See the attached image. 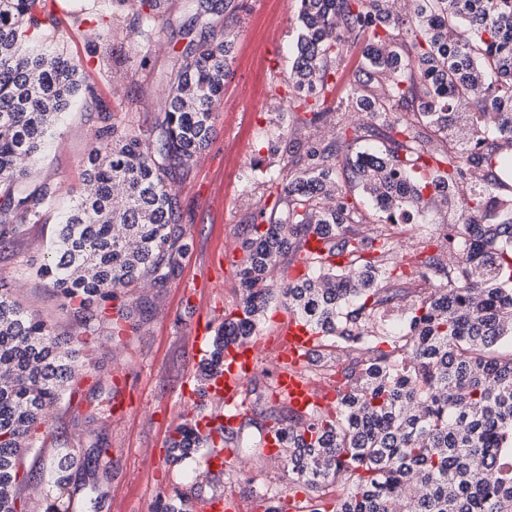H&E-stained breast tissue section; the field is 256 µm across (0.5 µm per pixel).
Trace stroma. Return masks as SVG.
<instances>
[{"mask_svg": "<svg viewBox=\"0 0 512 512\" xmlns=\"http://www.w3.org/2000/svg\"><path fill=\"white\" fill-rule=\"evenodd\" d=\"M50 9L58 17L53 45L79 62L84 84L32 173L57 184L66 199L81 186L82 160L100 110L117 106L142 129L154 126L166 101L156 75L171 69L173 57L189 56L185 31L196 16L211 23L215 40L226 38L235 44L224 85V99L235 109L219 112L208 147L181 171L174 185L181 225L190 242L181 270L165 287L144 291L145 309L137 331L118 340H100L90 372L115 389L105 423L87 429L83 417L89 402L74 404L53 421L42 449L48 457L59 448L74 449L79 456L94 443L106 448L107 475L92 481L82 462L72 471L74 481L104 494L103 512H153L158 498L170 494L173 484L188 489L195 483L196 459L178 468L170 466L167 439L174 426L193 419L195 413L216 410L211 401L196 409L186 403L185 386L197 384L202 361L193 325L201 320L218 327L240 303V243L253 216L270 199L269 142L282 129L302 141L327 134L328 129L322 123L302 125L287 110L295 95L288 77L299 33V0H166L147 40L136 32L133 0L121 7L111 0H54ZM115 24L126 35L117 59L128 72L118 85L92 42L93 34H110ZM63 211V206H56L45 223L30 225L23 237L0 241V281L18 288L19 298L58 333L73 334L79 323L60 308L48 284L32 273L42 263ZM219 259L223 273L218 281L208 282ZM215 486L237 499L238 512H264L259 492L267 487L287 489L288 471L281 458L257 466L245 454L230 477L216 480Z\"/></svg>", "mask_w": 512, "mask_h": 512, "instance_id": "obj_1", "label": "stroma"}]
</instances>
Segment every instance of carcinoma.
Listing matches in <instances>:
<instances>
[{"instance_id":"1","label":"carcinoma","mask_w":512,"mask_h":512,"mask_svg":"<svg viewBox=\"0 0 512 512\" xmlns=\"http://www.w3.org/2000/svg\"><path fill=\"white\" fill-rule=\"evenodd\" d=\"M164 2L140 0V36ZM298 19L293 108L312 123L332 116L336 136L272 170L279 196L241 242L242 315L219 327L201 378L277 300L321 332L310 364L341 366L330 409L255 397L253 456L274 439L306 512H512V350H501L512 344V0H410L403 12L389 0H300ZM55 27L43 0H0V240L58 202L56 185L30 171L82 89L74 60L45 47ZM232 48L200 33L149 134L99 112L82 172L94 191L72 200L35 269L84 335L55 332L0 285V512H100L73 486L71 448L46 467L51 491L35 510L20 492L31 480L24 457L72 404L101 330L138 329L133 295L179 273L190 243L170 183L211 141ZM355 111L369 122L350 138ZM366 137L382 147L350 156ZM439 201L457 218L431 252L418 225L420 284L407 287L393 278L404 258L378 224H410ZM312 235L320 246H309ZM290 255L305 276L270 284ZM87 398L84 420L96 424L112 391L96 383ZM201 450L217 452L195 424L168 439L174 464ZM201 499L176 490L155 512H194ZM263 502L287 512L281 491Z\"/></svg>"}]
</instances>
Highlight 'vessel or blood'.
<instances>
[{"mask_svg":"<svg viewBox=\"0 0 512 512\" xmlns=\"http://www.w3.org/2000/svg\"><path fill=\"white\" fill-rule=\"evenodd\" d=\"M315 335L293 317H286L275 331L273 340L256 339L230 345L224 355V369L211 377L205 389L206 397L238 408L242 389L257 363L261 350H271L278 370L276 385L289 405L303 411L316 403L318 396L309 379L289 373L288 368L308 360L315 350Z\"/></svg>","mask_w":512,"mask_h":512,"instance_id":"vessel-or-blood-1","label":"vessel or blood"}]
</instances>
